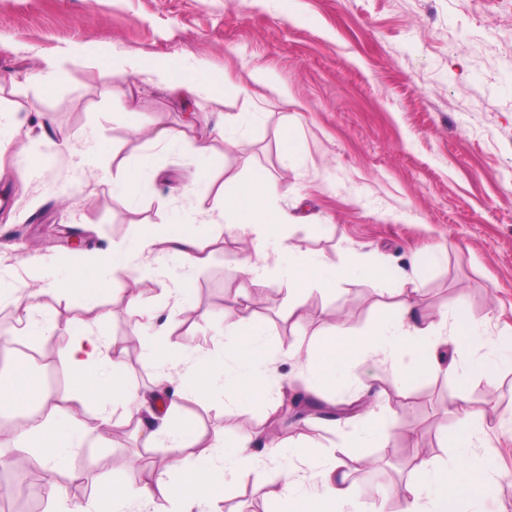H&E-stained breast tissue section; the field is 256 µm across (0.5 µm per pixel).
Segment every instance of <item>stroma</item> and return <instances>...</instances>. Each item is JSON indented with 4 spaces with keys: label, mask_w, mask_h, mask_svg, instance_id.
<instances>
[{
    "label": "stroma",
    "mask_w": 512,
    "mask_h": 512,
    "mask_svg": "<svg viewBox=\"0 0 512 512\" xmlns=\"http://www.w3.org/2000/svg\"><path fill=\"white\" fill-rule=\"evenodd\" d=\"M68 73L54 90L26 82L46 59ZM139 63L141 72L105 78L97 61ZM173 62L200 78L229 81L223 102L185 87L160 83L152 68ZM266 71L271 84L254 81ZM0 258L16 268L55 258L65 283L80 250L130 243L145 224L188 222L215 204L214 196L187 199L178 186L197 175L193 142L213 147L216 183H233L261 169L276 182V209L302 217L295 232L305 249L343 260L357 253L386 264L397 276L420 281L414 300L432 318L464 304L488 346L512 341V0H0ZM253 113L233 142L222 140L220 114ZM192 121L191 139L163 148L158 129ZM295 128L305 145L290 157L281 141ZM96 129L105 152L80 165L62 142L82 147L81 133ZM140 167L146 193L128 200L113 180ZM79 198L65 207L61 198ZM242 253L228 236L209 265L192 274L193 310L170 336L180 346H220L224 308L241 297L234 267ZM272 274L254 289L263 298L254 318L288 347L319 345L331 327L362 332L396 298L382 285L348 280L336 294H306L288 312L286 261L268 257ZM154 289L136 307L126 304L132 278L99 297L58 293L40 305L56 323L95 315L99 334L125 342L129 383L149 382L155 367L133 329L144 313L166 318L163 288L180 275L174 262L157 264ZM473 372L464 385L436 374L411 387L393 383L392 370L367 364L361 379L376 377L398 426L385 442L357 457L345 441L349 422L335 425L283 413L280 437L321 446L346 464L354 496L367 512L361 487L408 479L410 466L392 455L425 445L441 464L456 465L462 451L446 436L457 414L448 404L464 389L466 412L480 443L477 455L495 468L493 488L465 512H512V363L475 366L467 349L443 346ZM209 431L225 436L263 425L261 408L222 397L196 404ZM159 472L161 448L141 447L132 432L114 429L104 445L73 451L60 469L72 487L67 504L91 498L96 487L121 478L133 458ZM233 484L213 501V512L266 506L265 483Z\"/></svg>",
    "instance_id": "1"
}]
</instances>
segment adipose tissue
Here are the masks:
<instances>
[{"label":"adipose tissue","instance_id":"ef3b65f1","mask_svg":"<svg viewBox=\"0 0 512 512\" xmlns=\"http://www.w3.org/2000/svg\"><path fill=\"white\" fill-rule=\"evenodd\" d=\"M215 193L219 203L207 211L204 224L215 227V235L205 237L198 224L171 228L144 225L128 245H116L89 252L75 267L68 281L71 293L108 292L112 282L128 276L137 264L175 261L183 276L172 279L166 288L173 301V312L158 327L139 323L142 345L155 365L151 386L130 387L123 342L107 340L95 330L94 319L70 326L59 355L71 376L72 401L95 404L99 410L79 418L67 409L53 407L39 424L26 430L15 442L25 451L27 462L53 471L67 454L83 447L87 438L109 440L114 428L132 427L146 448L171 452L167 470L158 473L133 472L121 480L102 484L93 501L85 507H64L63 490L51 485L50 499L57 512H128L132 504H151L164 500L172 512H205L208 494L237 478L259 471L268 464L288 463L284 484H270L266 496L279 512H354L349 475L338 459L320 460L316 451L300 443L278 439L272 431L257 428L228 439L201 428L187 408L188 401H202L219 392L231 401L266 402L267 419H278L280 407L272 402L283 394L286 382L277 378L274 364L282 358L301 361V377L308 390L324 386L353 390L355 396H370L367 411L353 414V429L348 445L355 449L378 444L384 429L394 423L383 392L362 381H352L356 365L398 367L397 382L408 385L445 370L458 382H465L469 371L455 365H441L438 350L443 334L464 336L474 348L485 344L479 324L464 308H456L451 324H424L422 315L405 296L404 286L394 290L398 300L384 311L366 333L355 334L337 328L331 343L315 350L301 346L278 347L268 333L258 329L251 312L229 305L224 310V346L221 350L200 347L178 348L168 336L179 315L186 311L185 285L188 276L205 266L209 249L223 245L224 234L250 238L252 249L238 265L242 288L259 285L265 277L268 254H288V285L292 307L310 291L335 292L348 279L388 283L392 272L383 265L346 257L334 261L313 254L294 242L288 233L287 219L274 208L276 186L265 172L253 171L228 188L215 187L208 171L183 186L181 194L195 198ZM50 259L39 258L28 277L12 269H0V282H7L5 296L23 325L21 332L0 338V415L24 407L41 408L46 399L33 375L14 362V345L32 336H49L55 324L39 304L42 295L55 293L58 283L48 273ZM453 437L465 454L454 467L436 465L418 455L417 475L395 491V512H458L462 499L471 497V471L476 458L469 452L476 438L473 421L461 415Z\"/></svg>","mask_w":512,"mask_h":512}]
</instances>
